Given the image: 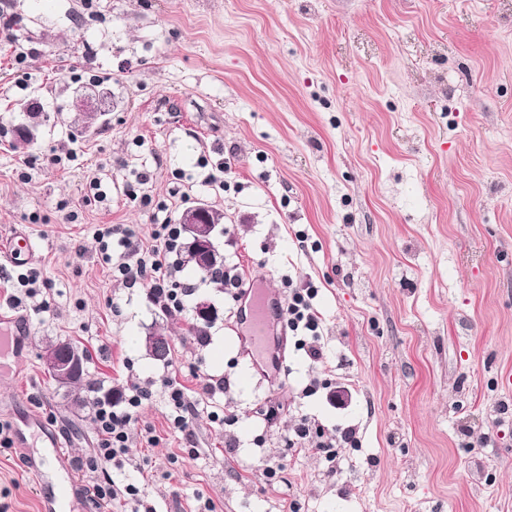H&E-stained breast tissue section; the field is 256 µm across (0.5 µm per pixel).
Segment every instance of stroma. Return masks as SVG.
Listing matches in <instances>:
<instances>
[{"instance_id":"stroma-1","label":"stroma","mask_w":512,"mask_h":512,"mask_svg":"<svg viewBox=\"0 0 512 512\" xmlns=\"http://www.w3.org/2000/svg\"><path fill=\"white\" fill-rule=\"evenodd\" d=\"M0 12L14 21L0 31V243L27 232L50 283L47 311L20 305L26 354L0 359V401L24 395L59 435L81 488L72 512H135L94 504L108 478L153 512L206 500L512 512V0H0ZM93 73L112 107L89 125L72 101ZM32 112L36 138L16 148ZM72 149L67 168L47 164ZM219 167L223 185L205 183ZM92 174L110 202L84 204ZM201 200L224 213L217 243L238 288L317 287L319 362L292 334L282 363L254 368L262 351L243 357L236 342L238 288L182 269L178 313L111 277L99 225L145 240L152 211L175 221ZM201 298L218 309L202 342L185 333ZM152 332L171 337L170 362L148 355ZM49 339L84 349L105 388L151 390L138 411L151 436L122 468L92 471L95 424L46 373ZM166 376L204 403L189 432L166 418ZM303 414L333 439L356 430L336 474L288 449ZM39 494L21 450L0 447V512H38Z\"/></svg>"}]
</instances>
